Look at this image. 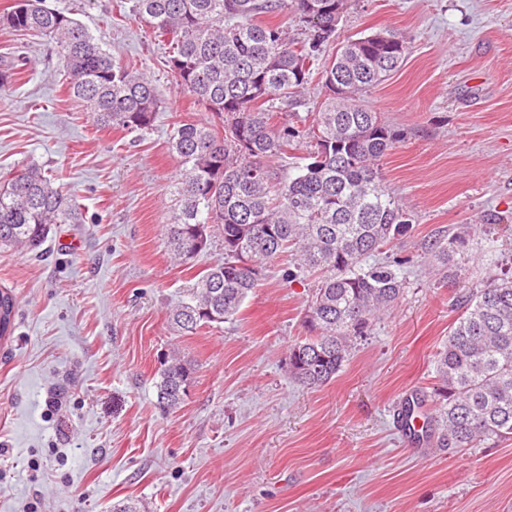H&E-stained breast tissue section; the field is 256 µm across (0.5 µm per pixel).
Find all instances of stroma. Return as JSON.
Segmentation results:
<instances>
[{
  "label": "stroma",
  "mask_w": 512,
  "mask_h": 512,
  "mask_svg": "<svg viewBox=\"0 0 512 512\" xmlns=\"http://www.w3.org/2000/svg\"><path fill=\"white\" fill-rule=\"evenodd\" d=\"M122 65L145 73L164 108L144 135L101 128L69 97L50 40L0 30L22 57L0 90V173L36 164L80 208L34 258L0 249L16 297L0 341V512H512V440L442 448L410 437L406 397L435 385L434 356L459 294L512 273V0H349L345 36L380 29L409 45L399 70L358 95L399 139L382 161L413 216L399 303L373 322L331 382L288 374L316 280L283 257L224 323L183 335L169 311L223 258L220 236L173 262L176 122L205 119L176 88L169 42L131 0H47ZM468 231L465 276L439 280L424 247ZM193 368L182 403L157 405L171 353Z\"/></svg>",
  "instance_id": "1"
}]
</instances>
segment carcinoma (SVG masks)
I'll list each match as a JSON object with an SVG mask.
<instances>
[{"mask_svg": "<svg viewBox=\"0 0 512 512\" xmlns=\"http://www.w3.org/2000/svg\"><path fill=\"white\" fill-rule=\"evenodd\" d=\"M347 0H133L139 19L169 41L167 66L177 87L211 118L174 124L169 148L181 163L179 212L165 225L174 260L209 249L200 225L220 231L224 261L202 271L189 300L170 313L183 334L236 315L258 285L263 264L294 256L288 278L321 273L304 323L310 335L291 344L288 373L316 387L348 361L372 320L403 295L397 260L370 258L411 232L412 215L386 187L381 160L397 134L354 96L396 72L409 53L392 30L341 39L324 70L328 97L307 136L314 149L281 177L272 163L288 157L301 130L282 113L302 105L311 66L340 39ZM299 19L304 37L257 16ZM0 30L36 31L55 45L68 92L101 126L142 133L163 108L152 81L120 66L69 13L45 0H13ZM80 223L77 207L35 165L0 176V248L37 255L55 224ZM431 261L456 273L469 262L465 232L426 246ZM461 313L434 361V413L418 441L435 429L439 444L472 448L512 439V276L493 278L459 300ZM15 296L0 289V340L14 331ZM192 368L164 363L158 405L172 409L187 394Z\"/></svg>", "mask_w": 512, "mask_h": 512, "instance_id": "obj_1", "label": "carcinoma"}]
</instances>
